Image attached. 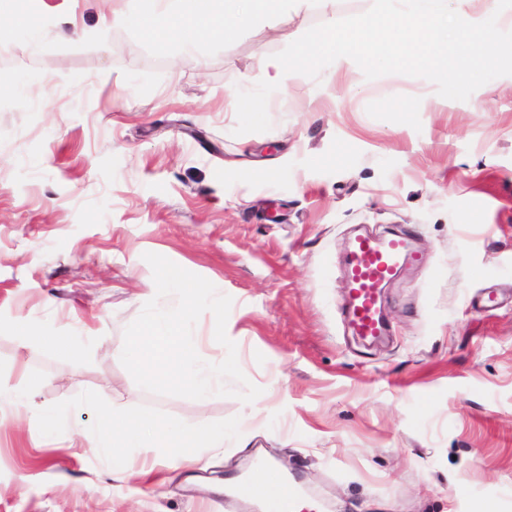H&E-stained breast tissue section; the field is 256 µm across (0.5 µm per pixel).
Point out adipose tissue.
<instances>
[{
  "label": "adipose tissue",
  "instance_id": "obj_1",
  "mask_svg": "<svg viewBox=\"0 0 512 512\" xmlns=\"http://www.w3.org/2000/svg\"><path fill=\"white\" fill-rule=\"evenodd\" d=\"M285 0H151L147 25L162 42L187 44L201 38L230 37L242 15L257 20L282 21ZM97 453L109 461L113 481L126 483L149 475V467H134L140 448L154 439L165 450L162 464L176 470L199 462L204 448L224 445V429L202 421L192 427H173L158 418L131 413L99 424L86 434Z\"/></svg>",
  "mask_w": 512,
  "mask_h": 512
}]
</instances>
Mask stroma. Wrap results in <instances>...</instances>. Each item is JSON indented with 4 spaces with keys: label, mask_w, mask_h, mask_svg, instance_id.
Wrapping results in <instances>:
<instances>
[{
    "label": "stroma",
    "mask_w": 512,
    "mask_h": 512,
    "mask_svg": "<svg viewBox=\"0 0 512 512\" xmlns=\"http://www.w3.org/2000/svg\"><path fill=\"white\" fill-rule=\"evenodd\" d=\"M372 3L297 0L285 24L240 20L186 64L145 29L149 0H73L88 26L104 5L130 14L103 43L35 51L0 23V76L47 91L0 93V389L71 412L50 432L0 403V512H261L228 493L258 455L319 512H512V76L455 101L346 57L283 91L259 73L282 31ZM365 231L407 233L423 256L383 289L389 334L371 346L345 322L341 280ZM147 252L232 298L253 403L157 395L122 366L156 294ZM486 289L497 310H469ZM75 332L92 339L80 357L50 342ZM105 410L204 418L224 445L120 484L83 438Z\"/></svg>",
    "instance_id": "stroma-1"
}]
</instances>
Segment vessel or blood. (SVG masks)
<instances>
[{
    "label": "vessel or blood",
    "mask_w": 512,
    "mask_h": 512,
    "mask_svg": "<svg viewBox=\"0 0 512 512\" xmlns=\"http://www.w3.org/2000/svg\"><path fill=\"white\" fill-rule=\"evenodd\" d=\"M408 234L356 236L349 247L344 268L349 303L347 317L356 335L374 339L386 335L387 329L379 305V292L398 276L403 266L418 263ZM281 484L286 491L273 497L267 512H318L316 500L297 480L284 477L267 462H259L254 474L239 482L234 493L248 497L263 486Z\"/></svg>",
    "instance_id": "b4317fda"
}]
</instances>
